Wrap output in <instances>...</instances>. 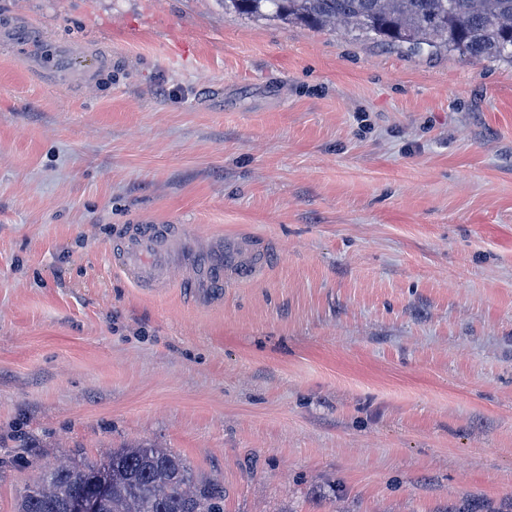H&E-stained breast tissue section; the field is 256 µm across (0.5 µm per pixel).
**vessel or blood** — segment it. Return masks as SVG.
Segmentation results:
<instances>
[{
	"mask_svg": "<svg viewBox=\"0 0 512 512\" xmlns=\"http://www.w3.org/2000/svg\"><path fill=\"white\" fill-rule=\"evenodd\" d=\"M266 242L195 234L186 224H120L109 247L113 269L135 285L163 293L188 288L193 301L215 303L224 285L257 277L267 266Z\"/></svg>",
	"mask_w": 512,
	"mask_h": 512,
	"instance_id": "b4317fda",
	"label": "vessel or blood"
}]
</instances>
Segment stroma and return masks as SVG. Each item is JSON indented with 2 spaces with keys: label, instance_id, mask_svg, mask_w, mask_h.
Returning <instances> with one entry per match:
<instances>
[{
  "label": "stroma",
  "instance_id": "1",
  "mask_svg": "<svg viewBox=\"0 0 512 512\" xmlns=\"http://www.w3.org/2000/svg\"><path fill=\"white\" fill-rule=\"evenodd\" d=\"M159 220L268 268L146 295L106 257ZM138 445L224 512L512 501L511 66L217 0H0V512Z\"/></svg>",
  "mask_w": 512,
  "mask_h": 512
}]
</instances>
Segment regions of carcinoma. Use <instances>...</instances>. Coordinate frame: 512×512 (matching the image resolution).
<instances>
[{
  "mask_svg": "<svg viewBox=\"0 0 512 512\" xmlns=\"http://www.w3.org/2000/svg\"><path fill=\"white\" fill-rule=\"evenodd\" d=\"M247 18L344 30L411 52L512 65V0H218ZM107 473L97 512H224V485L195 477L165 448L114 449L96 464L48 466L15 512H70L86 479Z\"/></svg>",
  "mask_w": 512,
  "mask_h": 512,
  "instance_id": "1",
  "label": "carcinoma"
}]
</instances>
